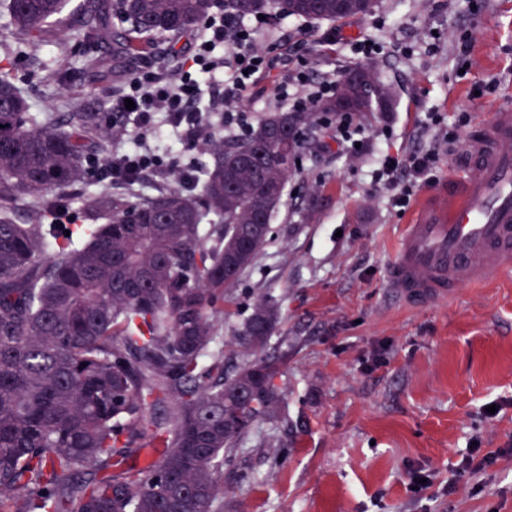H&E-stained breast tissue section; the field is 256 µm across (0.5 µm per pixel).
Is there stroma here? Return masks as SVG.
<instances>
[{
	"label": "stroma",
	"mask_w": 512,
	"mask_h": 512,
	"mask_svg": "<svg viewBox=\"0 0 512 512\" xmlns=\"http://www.w3.org/2000/svg\"><path fill=\"white\" fill-rule=\"evenodd\" d=\"M259 28L278 67L299 41L314 43L315 82L356 63L347 43L320 42L323 32L375 39L374 74L394 101L355 119L363 152L338 156L307 142L270 243L224 303V353L240 362L234 331L254 299L281 305L265 353L283 360L277 434L289 448L281 466L265 448L225 463L224 512H512V267L459 288L449 303L401 302L388 267L412 212H396L377 177L384 154L432 145L437 183L464 174L463 146L436 142L423 120L435 113L464 139L512 103V0H375L370 13L333 24L287 17ZM460 30L473 42L464 57ZM140 44L117 60L112 79L93 82L82 61L109 54L108 45L68 30L32 50L0 18V77L39 112L75 103L108 112L112 89L144 65L174 63L184 42L151 33ZM475 445L497 462L455 480ZM416 472L431 478L419 495L410 488Z\"/></svg>",
	"instance_id": "obj_1"
}]
</instances>
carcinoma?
I'll list each match as a JSON object with an SVG mask.
<instances>
[{
  "mask_svg": "<svg viewBox=\"0 0 512 512\" xmlns=\"http://www.w3.org/2000/svg\"><path fill=\"white\" fill-rule=\"evenodd\" d=\"M217 8L236 20L367 13L363 0H0L30 46L54 43L71 11L84 39L110 42L115 13L130 24L118 56L134 35L177 37ZM84 68L109 73L112 55ZM390 102L358 65L317 112L360 117ZM313 126L314 113L291 110L241 139L209 134L212 162L192 188L104 190L86 223L57 224L112 114L34 112L0 78V512H224L219 469L282 404L275 359L226 366L224 299L270 242L299 131ZM280 321L277 302L256 300L238 331L244 352H262ZM145 441L158 459L127 465Z\"/></svg>",
  "mask_w": 512,
  "mask_h": 512,
  "instance_id": "carcinoma-1",
  "label": "carcinoma"
}]
</instances>
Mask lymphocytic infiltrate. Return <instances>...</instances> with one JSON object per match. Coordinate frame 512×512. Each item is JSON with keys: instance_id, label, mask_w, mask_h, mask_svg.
Here are the masks:
<instances>
[{"instance_id": "1", "label": "lymphocytic infiltrate", "mask_w": 512, "mask_h": 512, "mask_svg": "<svg viewBox=\"0 0 512 512\" xmlns=\"http://www.w3.org/2000/svg\"><path fill=\"white\" fill-rule=\"evenodd\" d=\"M229 47L228 57L215 55V48ZM179 68L149 66L133 73L115 96L117 111H125L126 101H133L138 134L133 145L112 151L107 159L94 165L112 174L120 182L124 171L152 172L163 175L170 167L160 154L166 137H173L184 148L198 145L210 126L207 112L223 115L225 129L245 135L249 123L240 102L261 80L272 77V63L259 45L257 27L247 26L214 13L181 52ZM275 78V77H272ZM275 95L297 111H312L318 101L331 97L338 77L311 81L309 59L297 56L293 67L275 78ZM438 159L436 148L416 151L405 157L386 156L382 175L394 187L393 208L408 206L412 185L430 181Z\"/></svg>"}]
</instances>
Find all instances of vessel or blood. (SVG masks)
<instances>
[{
    "label": "vessel or blood",
    "instance_id": "vessel-or-blood-1",
    "mask_svg": "<svg viewBox=\"0 0 512 512\" xmlns=\"http://www.w3.org/2000/svg\"><path fill=\"white\" fill-rule=\"evenodd\" d=\"M466 152V176L422 201L390 262L389 282L408 304L453 300L512 261V109H496Z\"/></svg>",
    "mask_w": 512,
    "mask_h": 512
}]
</instances>
